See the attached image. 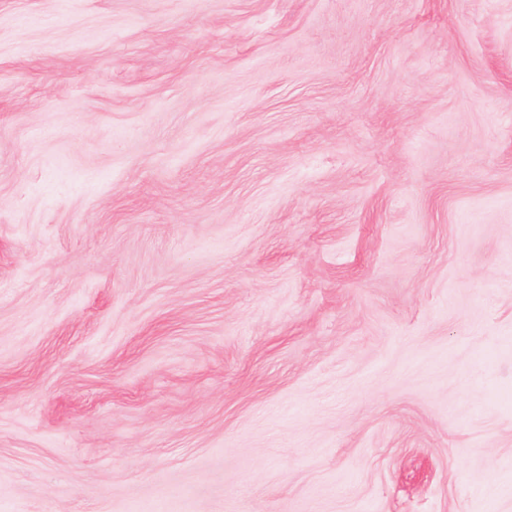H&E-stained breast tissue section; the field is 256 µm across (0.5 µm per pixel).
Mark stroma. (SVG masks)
<instances>
[{"mask_svg": "<svg viewBox=\"0 0 512 512\" xmlns=\"http://www.w3.org/2000/svg\"><path fill=\"white\" fill-rule=\"evenodd\" d=\"M0 512H512V0H0Z\"/></svg>", "mask_w": 512, "mask_h": 512, "instance_id": "obj_1", "label": "stroma"}]
</instances>
